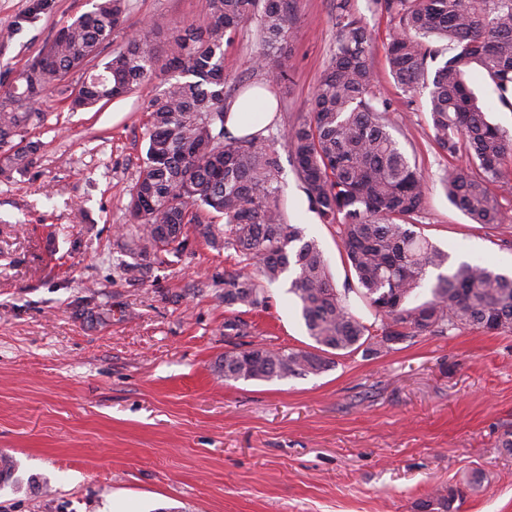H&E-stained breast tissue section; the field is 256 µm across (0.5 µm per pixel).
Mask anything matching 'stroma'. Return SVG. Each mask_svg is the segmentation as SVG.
I'll return each mask as SVG.
<instances>
[{
  "mask_svg": "<svg viewBox=\"0 0 512 512\" xmlns=\"http://www.w3.org/2000/svg\"><path fill=\"white\" fill-rule=\"evenodd\" d=\"M94 0H0V97L62 27ZM336 0H295L288 78L257 69L254 24L224 52L229 96L269 87L271 133L310 109L333 47ZM122 42L146 30L154 51L198 22L205 0H129ZM373 38L378 97L392 134L427 176L421 230L455 261L512 275V188H496L493 230L450 204L425 95L389 74L395 16L351 0ZM74 70L40 107L31 163L0 176V454L18 487L0 512H418L434 488L462 486L453 512H512V332L469 327L418 336L377 354L337 356L320 375L228 381L226 351L307 348L287 282L254 309L224 306L234 251L190 238L163 261L130 254L128 189L145 157L144 84L91 110H71ZM277 150L289 223L315 238L337 288L353 281L336 225L320 223ZM238 314L246 336H228Z\"/></svg>",
  "mask_w": 512,
  "mask_h": 512,
  "instance_id": "stroma-1",
  "label": "stroma"
}]
</instances>
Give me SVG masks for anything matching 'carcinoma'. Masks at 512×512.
Wrapping results in <instances>:
<instances>
[{
	"instance_id": "obj_1",
	"label": "carcinoma",
	"mask_w": 512,
	"mask_h": 512,
	"mask_svg": "<svg viewBox=\"0 0 512 512\" xmlns=\"http://www.w3.org/2000/svg\"><path fill=\"white\" fill-rule=\"evenodd\" d=\"M398 17L387 60L397 87L428 90L431 138L448 160L441 183L448 200L474 223L494 229L502 211L490 186L505 181L512 135L491 123L467 83L476 69L499 103L512 108V0H372ZM293 0H205L203 19L173 32L157 55L139 34L112 49L102 69L87 73L69 94L71 108L91 109L133 87L161 80L146 106V158L129 189L136 224L132 251L162 260L185 249L186 229L217 249L244 257L224 272V305L254 308L264 284L291 274L288 293L314 350L254 347L224 353V379L251 381L318 375L332 356L360 348L377 354L416 336H447L464 327L512 332V275L479 262L449 263L422 232L427 178L390 132L387 102L373 92L371 33L336 0V37L310 112L285 131L294 176L308 209L339 229L356 284L338 289L314 239L287 223L275 137H235L224 128V46L247 22L256 25V66L272 80L287 78ZM128 0H94L92 10L59 30L21 74L23 89L0 99V141L40 120L31 106L73 70L95 60L126 21ZM446 42L442 47L439 42ZM34 142L5 158L0 174L25 168ZM221 217L215 224L206 216ZM437 271L431 298L419 301L428 270ZM362 302L373 316L357 312ZM248 323L224 321V335L244 336ZM12 457L0 455V487L19 484ZM459 491L438 490L418 512H452Z\"/></svg>"
}]
</instances>
